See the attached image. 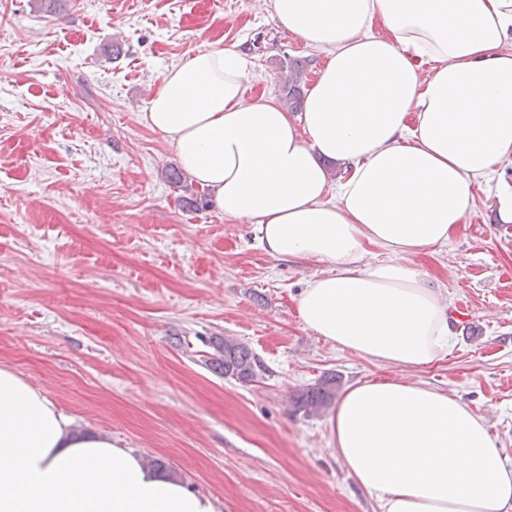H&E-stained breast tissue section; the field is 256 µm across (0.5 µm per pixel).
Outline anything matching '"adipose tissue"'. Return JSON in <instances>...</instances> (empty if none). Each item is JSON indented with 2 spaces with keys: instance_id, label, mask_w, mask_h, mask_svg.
<instances>
[{
  "instance_id": "adipose-tissue-1",
  "label": "adipose tissue",
  "mask_w": 512,
  "mask_h": 512,
  "mask_svg": "<svg viewBox=\"0 0 512 512\" xmlns=\"http://www.w3.org/2000/svg\"><path fill=\"white\" fill-rule=\"evenodd\" d=\"M327 61L303 112L254 97L248 61L202 50L143 118L230 221L276 258L321 265L297 299L338 348L420 369L447 354L448 307L409 255L447 243L495 179L512 224V0H269ZM349 174L333 181L329 163ZM386 253L368 262L369 248ZM336 452L381 512H512V469L485 419L424 384L366 381L330 418ZM0 512H217L134 450L75 426L0 368Z\"/></svg>"
}]
</instances>
